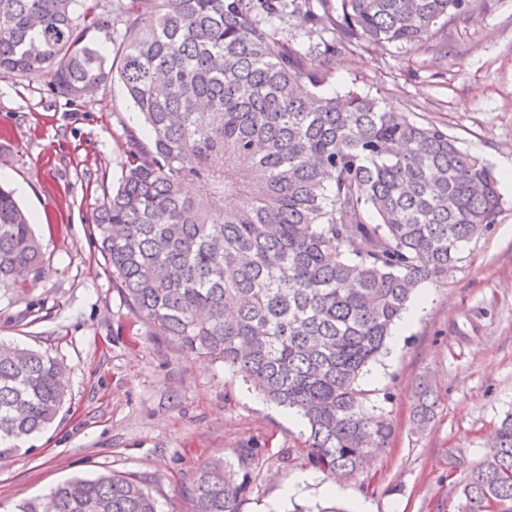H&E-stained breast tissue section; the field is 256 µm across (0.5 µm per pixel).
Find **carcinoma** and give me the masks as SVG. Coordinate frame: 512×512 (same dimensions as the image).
<instances>
[{"label":"carcinoma","instance_id":"1","mask_svg":"<svg viewBox=\"0 0 512 512\" xmlns=\"http://www.w3.org/2000/svg\"><path fill=\"white\" fill-rule=\"evenodd\" d=\"M466 0H0V78L68 100L117 79L142 119L94 216L99 251L154 336L221 361L305 420L307 462L351 478L393 426L358 380L418 287L448 277L500 212L497 180L457 140L375 97L321 91L367 43L441 46ZM297 20L308 42L296 45ZM112 46L106 53V45ZM46 276L42 245L0 186V289ZM66 367L0 345V461L44 430ZM418 396L416 430L434 417ZM257 449L199 467L190 512H240ZM462 512H512V413L460 482ZM21 512H157L144 478L72 477Z\"/></svg>","mask_w":512,"mask_h":512}]
</instances>
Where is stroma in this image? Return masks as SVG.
<instances>
[{
    "instance_id": "1",
    "label": "stroma",
    "mask_w": 512,
    "mask_h": 512,
    "mask_svg": "<svg viewBox=\"0 0 512 512\" xmlns=\"http://www.w3.org/2000/svg\"><path fill=\"white\" fill-rule=\"evenodd\" d=\"M446 55L368 45L342 54L323 91L355 90L434 123L494 173L512 166V0H468L441 24ZM50 74L0 79V182L34 222L47 274L27 295L0 291V341L61 359L67 401L48 429L0 463V512L74 475L145 477L158 512H187L205 461L259 450L241 512L333 505L355 512H451L455 488L512 413V190L492 230L468 243L439 282L420 287L424 308L399 347L359 379L394 434L362 472L289 491L310 466L306 425L266 402L239 373L174 349L131 314L112 286L93 218L117 186L127 129L142 125L120 82L69 101ZM41 318L28 323V310ZM438 395L434 420L412 423L419 384Z\"/></svg>"
}]
</instances>
